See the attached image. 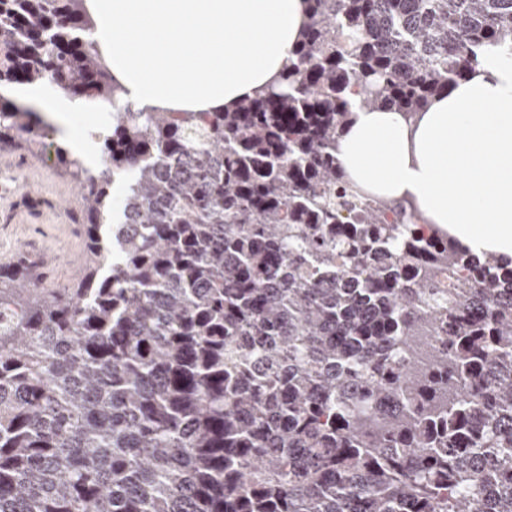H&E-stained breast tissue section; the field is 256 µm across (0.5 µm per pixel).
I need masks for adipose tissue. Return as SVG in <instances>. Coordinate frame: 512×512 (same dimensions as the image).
Listing matches in <instances>:
<instances>
[{
    "label": "adipose tissue",
    "mask_w": 512,
    "mask_h": 512,
    "mask_svg": "<svg viewBox=\"0 0 512 512\" xmlns=\"http://www.w3.org/2000/svg\"><path fill=\"white\" fill-rule=\"evenodd\" d=\"M92 36L137 112H214L275 83L302 37L304 0H85ZM51 114L66 149L98 166L93 144L73 132L102 120V106L46 86L15 88ZM336 143L347 178L383 203L404 204L422 223L473 254L512 258V59L483 53L466 80L425 111L352 105Z\"/></svg>",
    "instance_id": "ef3b65f1"
}]
</instances>
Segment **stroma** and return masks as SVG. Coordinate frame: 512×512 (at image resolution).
<instances>
[{"label":"stroma","mask_w":512,"mask_h":512,"mask_svg":"<svg viewBox=\"0 0 512 512\" xmlns=\"http://www.w3.org/2000/svg\"><path fill=\"white\" fill-rule=\"evenodd\" d=\"M58 141L51 123L29 146L0 148V264L22 255L43 260L62 286L82 270L84 234L79 188L55 159Z\"/></svg>","instance_id":"stroma-1"}]
</instances>
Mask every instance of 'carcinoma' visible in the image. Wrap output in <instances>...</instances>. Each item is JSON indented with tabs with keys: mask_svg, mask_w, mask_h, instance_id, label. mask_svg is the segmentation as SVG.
<instances>
[{
	"mask_svg": "<svg viewBox=\"0 0 512 512\" xmlns=\"http://www.w3.org/2000/svg\"><path fill=\"white\" fill-rule=\"evenodd\" d=\"M83 2L0 0V145L43 123L6 89L115 104ZM306 4L278 85L113 112L95 169L55 147L83 269L0 265V512H512V262L417 236L336 158L350 96L414 114L512 58V0ZM465 258L483 287L433 292Z\"/></svg>",
	"mask_w": 512,
	"mask_h": 512,
	"instance_id": "obj_1",
	"label": "carcinoma"
}]
</instances>
